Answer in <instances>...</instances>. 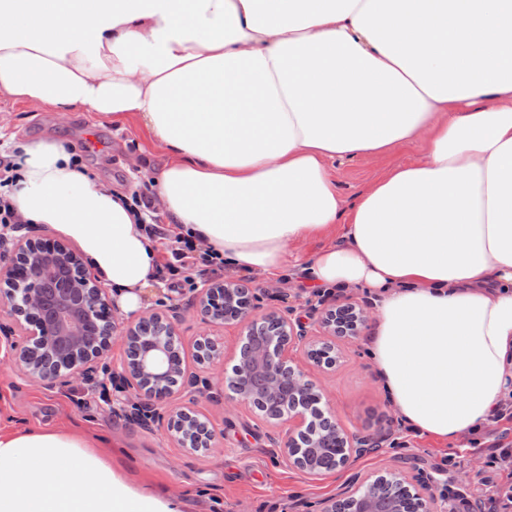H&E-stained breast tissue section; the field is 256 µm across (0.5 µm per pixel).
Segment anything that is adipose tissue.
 I'll list each match as a JSON object with an SVG mask.
<instances>
[{
  "instance_id": "obj_1",
  "label": "adipose tissue",
  "mask_w": 512,
  "mask_h": 512,
  "mask_svg": "<svg viewBox=\"0 0 512 512\" xmlns=\"http://www.w3.org/2000/svg\"><path fill=\"white\" fill-rule=\"evenodd\" d=\"M0 99L136 121L168 223L233 273L291 249L374 297L365 346L397 421L455 445L512 393V0H0ZM419 142L354 202L332 163ZM9 200L77 245L123 312L160 242L54 139ZM0 512H197L131 481L89 430L0 425Z\"/></svg>"
}]
</instances>
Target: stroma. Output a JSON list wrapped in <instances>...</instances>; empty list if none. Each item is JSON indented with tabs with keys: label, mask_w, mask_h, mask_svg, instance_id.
I'll return each mask as SVG.
<instances>
[{
	"label": "stroma",
	"mask_w": 512,
	"mask_h": 512,
	"mask_svg": "<svg viewBox=\"0 0 512 512\" xmlns=\"http://www.w3.org/2000/svg\"><path fill=\"white\" fill-rule=\"evenodd\" d=\"M10 120L0 126V148L13 150L28 139L56 138L66 142L98 181L115 190L132 193L145 182L139 163L160 157L147 133L136 123L118 127L96 123L82 109L69 112L57 123L53 112L21 102H5ZM421 143L405 144L380 160L358 157L331 168L338 194L354 201L363 188L387 168L415 161ZM256 314L276 312L296 317L306 308V296L299 289V276L285 279L251 278ZM190 293L176 294L146 288L141 311L168 313L179 307L178 329L190 372L197 384L182 389L158 405L156 419L137 423L124 415L129 409L127 393H111L109 402L87 397L84 379L46 385L29 379L13 363L12 345L21 330L9 316H0V414L10 417L19 428L45 422H61L96 431L112 445V461L136 482H154L175 495H190L204 512H323L328 499L347 491L352 480L372 472L390 470L406 473L414 485L426 484V463L446 453V445L426 439L411 440L408 448L392 449L395 438L394 413L377 381L366 355L363 337H340L336 347L342 358L332 369L307 362L302 348L291 356L301 362L309 376L324 392L325 401L339 427L346 433L380 441L381 447L356 457L346 467L312 478L288 465L279 452L284 426L267 421L246 404L228 397L224 383L237 360L242 328L225 326L224 358L213 364L200 363L195 342L204 332ZM187 407L206 420L216 433L208 453H192L180 447L166 432L165 417Z\"/></svg>",
	"instance_id": "stroma-1"
}]
</instances>
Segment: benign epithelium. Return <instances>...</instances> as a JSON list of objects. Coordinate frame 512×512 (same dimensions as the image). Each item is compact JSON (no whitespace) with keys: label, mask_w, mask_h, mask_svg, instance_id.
I'll return each mask as SVG.
<instances>
[{"label":"benign epithelium","mask_w":512,"mask_h":512,"mask_svg":"<svg viewBox=\"0 0 512 512\" xmlns=\"http://www.w3.org/2000/svg\"><path fill=\"white\" fill-rule=\"evenodd\" d=\"M252 298V288L237 282L209 283L195 298L200 320L206 326H244L234 398L252 404L249 388L259 378L288 384L296 391L293 402L286 409L263 414L268 420L288 425L281 456L304 470L301 441L316 444L323 440L329 448L324 470L346 466L361 444L339 428L331 412L319 407L321 389L288 352L302 343L314 363L332 367L336 363L331 356L335 350L332 339L357 336L367 320L365 312L349 303L335 304L319 315V333L309 336L300 323L288 317L276 313L253 316ZM1 312L12 316L24 331L26 343L15 349V364L32 380L52 384L62 377L90 378L94 365L110 350L117 334L125 346V359L112 376L131 391L137 405L152 408L196 380L187 373L184 357L172 358V352L179 351L177 319L152 313L115 322L108 291L67 247L23 237L9 256L0 255ZM197 347L204 351L203 362L210 364L222 357L219 339L213 334H202ZM166 429L174 441L192 452L212 448L214 437L208 423L187 407L172 412ZM400 489L414 492L423 512H434L435 496L429 487L415 489L402 474L388 478L370 474L344 497L327 500L324 512H371L382 491Z\"/></svg>","instance_id":"1"}]
</instances>
